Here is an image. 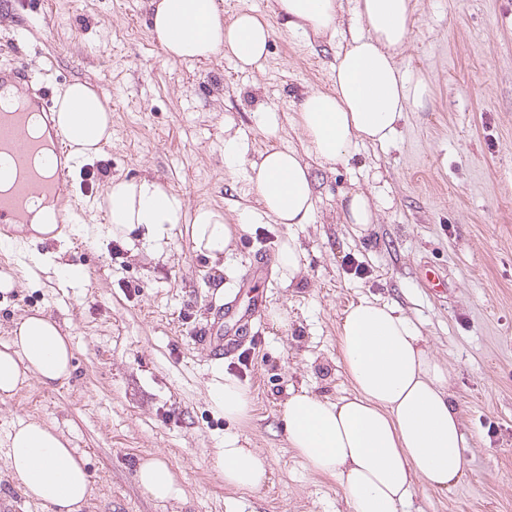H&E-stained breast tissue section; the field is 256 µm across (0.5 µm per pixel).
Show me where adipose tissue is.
Returning a JSON list of instances; mask_svg holds the SVG:
<instances>
[{
  "label": "adipose tissue",
  "mask_w": 512,
  "mask_h": 512,
  "mask_svg": "<svg viewBox=\"0 0 512 512\" xmlns=\"http://www.w3.org/2000/svg\"><path fill=\"white\" fill-rule=\"evenodd\" d=\"M340 7L341 0H275L276 13L305 36L335 35ZM149 8L151 35L170 60L228 55L246 70L260 68L268 55L272 30L252 12L228 21L216 0H149ZM411 13L410 0H355L351 40L338 55L332 90L307 91L298 104L305 153L269 149L250 161L240 135L224 138L225 167L248 166L264 215L290 229L277 249V265L288 281L306 273L295 231L310 224L314 212L309 159L325 167L346 162L359 144L391 142L404 112L426 93L421 78L395 63L396 50L411 33ZM56 121L78 160L99 158L112 140V113L86 83L61 90ZM103 203L113 234L137 224L159 243L174 225L187 224L194 249L214 262L230 251L234 225L251 218L243 212L232 220L210 205L187 211L180 196L147 177L108 181ZM338 346L351 394L332 400L303 391L282 410L286 439L306 467L336 479L352 512H398L419 480L441 490L454 485L465 469L463 419L449 376L419 328L395 306L364 297L345 310ZM72 358L73 338L57 320L41 311L22 317L9 343L0 346V397L33 377L47 387L68 379ZM210 397L228 419L245 416L251 407L247 390L231 377L212 382ZM6 462L25 496L47 512H82L92 495L85 456L52 425H15ZM212 468L226 485L242 490L259 487L266 476L260 454L230 431ZM136 481L153 500L181 497L176 474L162 460L141 461Z\"/></svg>",
  "instance_id": "ef3b65f1"
}]
</instances>
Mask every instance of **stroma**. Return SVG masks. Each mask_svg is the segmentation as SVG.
Masks as SVG:
<instances>
[{
    "label": "stroma",
    "instance_id": "obj_1",
    "mask_svg": "<svg viewBox=\"0 0 512 512\" xmlns=\"http://www.w3.org/2000/svg\"><path fill=\"white\" fill-rule=\"evenodd\" d=\"M148 0H10L0 9V67L23 63L57 90L89 84L112 111V142L74 169L82 237L43 250L22 243L0 256L17 278L0 291V345L21 316L43 310L73 336L70 378L30 382L0 399V500L46 512L6 469V436L19 421L56 426L88 460L93 496L83 512H351L335 480L312 473L290 448L281 410L301 390L335 399L352 391L338 351L343 311L364 296L397 305L450 373L461 411L465 471L439 491L417 482L400 512H512V0H411L412 32L395 60L429 92L404 113L393 141L363 144L348 162L312 164L315 208L298 231L306 274L261 282L265 313L245 342L252 362L211 359L202 329L235 296L262 251L288 227L261 217L244 170L224 166V130L240 132L248 158L301 149L294 125L308 90H331L332 67L350 38L305 37L275 15L273 0H219L225 17L251 11L272 27L262 69L228 56L167 60L147 25ZM279 114L270 132L258 112ZM149 177L187 209L248 211L223 265L194 250L184 225L166 242L146 229L112 233L97 206L109 179ZM380 199L376 220L355 234L345 193ZM83 267L82 281L61 266ZM279 307L283 324L272 323ZM235 377L252 405L236 421L216 411L209 385ZM261 454L260 487L225 486L210 466L225 431ZM178 476L183 500L150 499L136 482L147 457Z\"/></svg>",
    "mask_w": 512,
    "mask_h": 512
}]
</instances>
